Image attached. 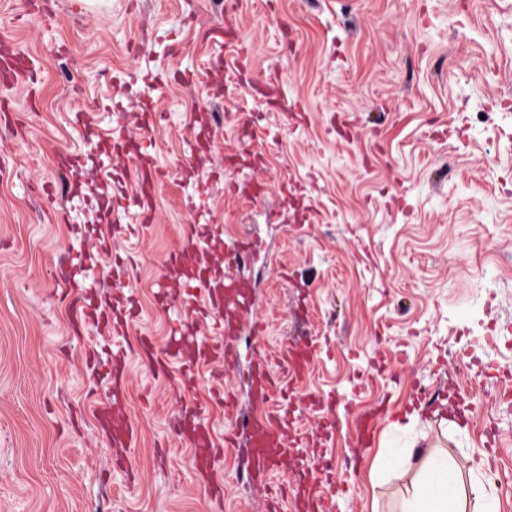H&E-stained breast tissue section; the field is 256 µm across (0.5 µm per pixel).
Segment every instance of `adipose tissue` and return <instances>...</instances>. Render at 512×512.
Listing matches in <instances>:
<instances>
[{
    "mask_svg": "<svg viewBox=\"0 0 512 512\" xmlns=\"http://www.w3.org/2000/svg\"><path fill=\"white\" fill-rule=\"evenodd\" d=\"M393 475L411 478L397 499V512H467L471 506L476 512H499L497 494L485 488L478 468L461 473L447 455L433 450H386L369 478L379 486Z\"/></svg>",
    "mask_w": 512,
    "mask_h": 512,
    "instance_id": "ef3b65f1",
    "label": "adipose tissue"
}]
</instances>
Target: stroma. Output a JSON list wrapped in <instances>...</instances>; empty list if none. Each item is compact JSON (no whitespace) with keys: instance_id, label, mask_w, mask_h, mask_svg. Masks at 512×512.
I'll return each instance as SVG.
<instances>
[{"instance_id":"obj_1","label":"stroma","mask_w":512,"mask_h":512,"mask_svg":"<svg viewBox=\"0 0 512 512\" xmlns=\"http://www.w3.org/2000/svg\"><path fill=\"white\" fill-rule=\"evenodd\" d=\"M218 22L234 42L207 39ZM2 39L44 68L34 87L0 83V512H268L267 487L242 478V449L224 441L252 408L247 383L229 414L210 371L187 387L178 360L156 376L137 356L181 314L155 283L190 224L252 245L240 369L287 343L311 349L288 399L305 462L332 463L315 477L334 512H394L403 481L375 488L367 472L386 442L414 438L480 466L512 512V400L500 394L512 367V0H101L87 14L0 0ZM117 104L132 138L154 139L165 177L149 228L108 256L97 248L113 225L136 221L113 206L132 193L135 161L96 152ZM70 248L95 252L103 279L128 262L104 288L111 307L139 312L127 335L72 332L57 272ZM116 343L138 429L123 467L96 423L111 393L91 364ZM421 396L468 401L466 430H444ZM198 401L223 447L219 500L175 433ZM417 408L424 425L404 431ZM375 409L376 433L357 446L355 419Z\"/></svg>"}]
</instances>
